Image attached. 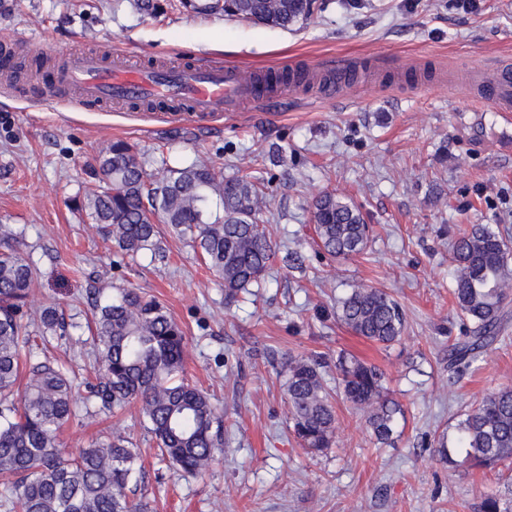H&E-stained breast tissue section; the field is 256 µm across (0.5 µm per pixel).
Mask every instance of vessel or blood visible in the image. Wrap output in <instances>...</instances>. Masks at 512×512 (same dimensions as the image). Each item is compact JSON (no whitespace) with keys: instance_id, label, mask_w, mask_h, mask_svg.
I'll return each mask as SVG.
<instances>
[{"instance_id":"b4317fda","label":"vessel or blood","mask_w":512,"mask_h":512,"mask_svg":"<svg viewBox=\"0 0 512 512\" xmlns=\"http://www.w3.org/2000/svg\"><path fill=\"white\" fill-rule=\"evenodd\" d=\"M26 54L30 65L39 68L46 89L82 107L130 108L149 102L155 111L199 120L235 112L245 102L271 96L254 72L234 67L202 68L183 60L150 65L119 52L51 55L33 44L27 46ZM314 84L320 99L333 101L344 94L343 79L334 75L316 78ZM478 97L499 111H511L512 68H496Z\"/></svg>"}]
</instances>
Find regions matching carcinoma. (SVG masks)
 <instances>
[{"instance_id": "carcinoma-1", "label": "carcinoma", "mask_w": 512, "mask_h": 512, "mask_svg": "<svg viewBox=\"0 0 512 512\" xmlns=\"http://www.w3.org/2000/svg\"><path fill=\"white\" fill-rule=\"evenodd\" d=\"M230 17L288 30L308 19L304 0H224ZM101 184L88 200L91 228L134 261L145 250L164 260L157 225L166 224L200 256L224 286L227 301L256 285L272 266L276 248L259 220L267 209L265 184L250 175L224 176L211 158L151 169L136 144L117 139L98 157ZM315 243L331 257L361 253L370 227L359 208L334 192L314 204ZM0 225V506L5 512H148L128 495L139 451L123 437L107 436L74 452L59 433L78 413L95 418L130 404L155 439L161 460L177 472L199 475L215 461L224 420L210 397L184 377L185 334L154 298L135 288L99 295L89 325L97 383L77 400L68 370L49 359L21 368V352L33 349L29 322L35 266ZM453 296L466 335L448 345V371L460 373L500 341L512 302V245L490 224H472L451 250ZM337 319L355 335L389 346L401 339L406 320L388 292L352 286L339 301ZM43 332L61 325L53 306L41 309ZM320 356L294 357L286 369L288 413L296 438L313 452L335 442L336 407ZM336 390L379 444L395 430L400 405L385 374L353 356L336 359ZM452 468L493 470L512 463V389L494 392L467 410L450 443L438 440ZM476 512H512V485L483 493Z\"/></svg>"}]
</instances>
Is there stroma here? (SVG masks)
Segmentation results:
<instances>
[{"instance_id":"stroma-1","label":"stroma","mask_w":512,"mask_h":512,"mask_svg":"<svg viewBox=\"0 0 512 512\" xmlns=\"http://www.w3.org/2000/svg\"><path fill=\"white\" fill-rule=\"evenodd\" d=\"M158 2L148 15L133 0H0V34L51 52L108 48L246 69L368 57L377 77L349 84L334 102L286 87L275 106L247 105L200 127L50 102L22 82L0 94V225L36 268L33 312L57 307L67 325L64 336L48 337L46 354L69 367L85 395L92 346L71 343L75 323L90 317L95 292L141 289L183 329L185 376L224 415L223 451L200 476L158 458L133 406L91 423L72 419L62 443L127 437L141 450L131 487L152 512H473L481 492L502 488L512 471L448 469L434 439L451 433L462 411L512 387V320L464 376L448 370V343L461 334L449 262L455 235L490 224L512 240V119L474 100L489 63H512V0H480L472 12L456 0H316L288 31L208 10L209 0ZM424 71L428 86L412 84ZM115 139L136 143L150 168L207 155L225 175L268 181L280 259L260 286L226 304L221 283L164 225L166 262L117 255L85 209L99 182L96 158ZM272 146L282 156L274 165L261 158ZM327 192L350 199L370 225L363 253L318 251L311 211ZM354 284L402 304L400 341L382 347L340 324L337 303ZM341 352L385 373L404 409L393 444H376L340 398L332 448L315 454L295 439L288 359L324 356L332 385Z\"/></svg>"}]
</instances>
